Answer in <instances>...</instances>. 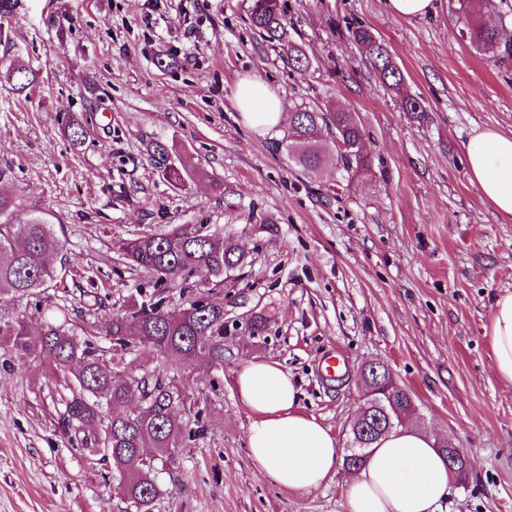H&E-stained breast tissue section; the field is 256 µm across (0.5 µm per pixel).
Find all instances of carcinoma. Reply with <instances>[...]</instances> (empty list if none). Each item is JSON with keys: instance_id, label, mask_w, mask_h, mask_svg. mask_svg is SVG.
Here are the masks:
<instances>
[{"instance_id": "carcinoma-1", "label": "carcinoma", "mask_w": 512, "mask_h": 512, "mask_svg": "<svg viewBox=\"0 0 512 512\" xmlns=\"http://www.w3.org/2000/svg\"><path fill=\"white\" fill-rule=\"evenodd\" d=\"M455 12L464 17L469 43L481 55L493 58L512 40V30L479 22L477 0H457ZM250 21L294 69H309V56L291 37L281 0H253ZM349 34L383 83L399 92L403 111L425 112L420 99L402 92L404 75L384 43L362 25ZM0 56L7 59L0 79L17 95H28L40 71L21 64L7 36L0 35ZM323 130L328 148L318 141ZM363 141V129L350 113L301 109L292 113L283 144L303 170L313 172L333 162L352 179L372 166ZM149 156L172 186L186 184L189 166L173 161L167 144L153 142ZM8 181L0 170V339L19 358H32L48 369L55 381L49 394L59 407L60 430L79 455L112 470L127 502L124 512H154L162 495L158 464L174 461L178 449L207 433L209 394H217L219 381L210 379L208 392L196 396L185 380L200 361L210 369L224 365V302L215 296L224 293V276L240 272L247 256L215 224H174L160 232L119 237L113 242L112 264L146 280L91 325L50 320L35 335L16 308L40 302L57 279L53 259L63 253L64 243L47 218L15 216ZM248 325L251 335L263 336L269 318L258 312ZM128 355L144 363L133 370ZM376 388L374 403L386 406L390 415L393 406L409 401L405 388L391 398L381 392L383 378Z\"/></svg>"}]
</instances>
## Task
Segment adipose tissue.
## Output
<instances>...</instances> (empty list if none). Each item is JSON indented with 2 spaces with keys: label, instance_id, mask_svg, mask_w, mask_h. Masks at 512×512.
Masks as SVG:
<instances>
[{
  "label": "adipose tissue",
  "instance_id": "obj_1",
  "mask_svg": "<svg viewBox=\"0 0 512 512\" xmlns=\"http://www.w3.org/2000/svg\"><path fill=\"white\" fill-rule=\"evenodd\" d=\"M269 87L240 79L232 99L242 120L258 132L282 125L283 112L269 107ZM469 180L501 215L512 218V133L488 129L465 146ZM488 339L499 380L512 387V293L495 301ZM237 396L250 412L248 452L258 472L278 487L308 492L336 472L343 455L336 437L300 410L296 386L278 363L250 361L235 378ZM453 474L436 440L407 424L382 436L345 489L347 512H438Z\"/></svg>",
  "mask_w": 512,
  "mask_h": 512
}]
</instances>
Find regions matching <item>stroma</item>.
I'll use <instances>...</instances> for the list:
<instances>
[{"mask_svg":"<svg viewBox=\"0 0 512 512\" xmlns=\"http://www.w3.org/2000/svg\"><path fill=\"white\" fill-rule=\"evenodd\" d=\"M425 18L391 17L383 0H283L311 59L289 66L250 25L252 0H19L0 20L23 64L40 69L29 98L0 80V169L19 215H50L70 257L30 330L45 319L95 322L96 298L122 302L138 273L111 271L112 242L147 227L223 224L251 259L224 286L232 326L271 316L266 335L229 331L211 431L160 471L155 512H344L348 471L310 492L264 479L248 455L251 417L235 391L241 365L280 364L303 412L347 442L361 406L358 370L383 361L415 396L419 427L464 449L441 512H512V387L485 337L494 300L512 292V219L469 180L466 143L512 131V56L489 59L459 35L454 0ZM387 46L422 115L404 112L348 34ZM171 60L161 68L158 58ZM254 75L273 108H339L365 130L369 173L291 164L279 126L258 133L232 91ZM79 119L88 135L64 133ZM162 141L195 174L174 188L146 148ZM273 220L275 234L249 232ZM344 360V384L325 376ZM49 375L0 345V512H122L105 467L74 454L58 428Z\"/></svg>","mask_w":512,"mask_h":512,"instance_id":"stroma-1","label":"stroma"}]
</instances>
